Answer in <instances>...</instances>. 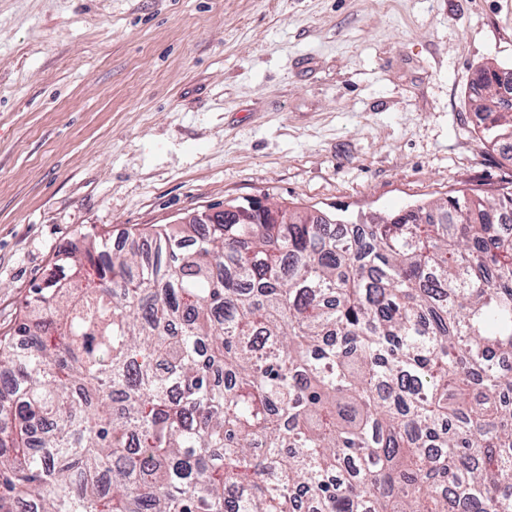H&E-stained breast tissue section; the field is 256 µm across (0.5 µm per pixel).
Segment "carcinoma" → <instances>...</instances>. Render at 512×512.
I'll use <instances>...</instances> for the list:
<instances>
[{
	"instance_id": "1",
	"label": "carcinoma",
	"mask_w": 512,
	"mask_h": 512,
	"mask_svg": "<svg viewBox=\"0 0 512 512\" xmlns=\"http://www.w3.org/2000/svg\"><path fill=\"white\" fill-rule=\"evenodd\" d=\"M488 72L469 102L512 160ZM508 210L83 235L0 336V512H512Z\"/></svg>"
}]
</instances>
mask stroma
I'll return each instance as SVG.
<instances>
[{
	"mask_svg": "<svg viewBox=\"0 0 512 512\" xmlns=\"http://www.w3.org/2000/svg\"><path fill=\"white\" fill-rule=\"evenodd\" d=\"M491 63L512 0H0V334L88 232L512 185L469 103Z\"/></svg>",
	"mask_w": 512,
	"mask_h": 512,
	"instance_id": "stroma-1",
	"label": "stroma"
}]
</instances>
